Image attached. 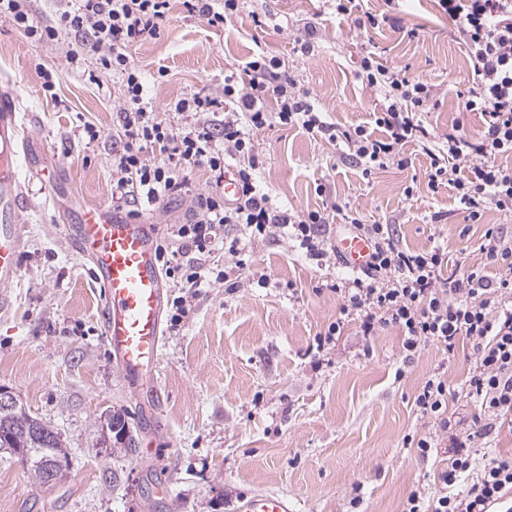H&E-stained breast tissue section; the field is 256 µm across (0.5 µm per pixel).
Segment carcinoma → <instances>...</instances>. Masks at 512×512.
<instances>
[{"label":"carcinoma","mask_w":512,"mask_h":512,"mask_svg":"<svg viewBox=\"0 0 512 512\" xmlns=\"http://www.w3.org/2000/svg\"><path fill=\"white\" fill-rule=\"evenodd\" d=\"M112 421L118 430L112 434L114 443L121 444L125 451H133L134 437L128 427L124 414L115 411ZM8 437L20 439L19 451L28 461L30 474L38 483L45 485L48 469H68V452L63 444L62 435L53 426L33 416L24 406L10 413H0V446Z\"/></svg>","instance_id":"1"}]
</instances>
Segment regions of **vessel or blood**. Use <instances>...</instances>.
<instances>
[{
  "label": "vessel or blood",
  "instance_id": "1",
  "mask_svg": "<svg viewBox=\"0 0 512 512\" xmlns=\"http://www.w3.org/2000/svg\"><path fill=\"white\" fill-rule=\"evenodd\" d=\"M21 114L13 97L0 92V310L10 305L6 290L19 279L23 226L20 215L28 203L20 178L17 141ZM72 249L91 262L94 279L103 288L104 339L130 382L149 379L163 349L162 315L165 287L157 255V237L150 221L133 219L106 207L86 208L74 222L62 225ZM343 267L363 270L371 242L348 232L337 236ZM247 512H289L277 495L251 499Z\"/></svg>",
  "mask_w": 512,
  "mask_h": 512
}]
</instances>
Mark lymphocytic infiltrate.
I'll use <instances>...</instances> for the list:
<instances>
[{
	"mask_svg": "<svg viewBox=\"0 0 512 512\" xmlns=\"http://www.w3.org/2000/svg\"><path fill=\"white\" fill-rule=\"evenodd\" d=\"M438 2L455 22L472 61L473 79L457 97L461 111L481 118L475 139L457 129L437 138L421 119L435 96L431 85L371 53L361 59V76L366 86L381 92L383 104L369 127L341 129L326 121L309 90L276 59L263 55L247 62L242 72L225 75L222 97L203 91L181 97L170 104L174 119L160 117L144 99L129 49L160 35L171 0H77L75 6L60 8L51 25L34 21L30 0H0V16L40 42L55 41L63 32L73 35L75 44L66 57L76 68L95 57L91 82L103 74H122L115 134L120 148L112 156L113 209L138 218L169 197H189L191 218L172 225L159 246L165 273L179 275L189 289L212 277L233 291L249 267V242L283 235L319 261L336 251L326 228L340 204L291 213L274 207L262 192L258 173L265 160L250 138L256 129L296 126L329 145H347L366 177L391 165L407 168L410 160L402 148L419 142L429 159V188L453 190L466 220L478 223L491 205L512 212V168L500 163L501 157H512V0ZM226 97L236 99V108L224 109ZM201 167L232 173L240 189L235 203L225 202L221 183L205 190L192 186L189 174ZM345 220L352 231L370 239L372 251L361 275L330 284L340 300L339 316L319 336L320 345L330 344L349 319L358 321L368 337L398 327L409 350L427 343L452 349L467 339L476 354L467 388L480 404L485 431L512 422V239L491 229L485 233L486 266L496 268L497 278H490L486 267H476L451 279L443 275L447 259L440 247L410 251L400 246L390 225L363 223L356 212ZM229 224L239 227V235H225ZM218 243L224 247V268L213 273L206 262ZM472 438L469 430H450L448 464L439 475L451 487L460 474L476 471L469 488L429 501L411 492L404 512H492L500 504L512 490V454L476 467L467 446Z\"/></svg>",
	"mask_w": 512,
	"mask_h": 512,
	"instance_id": "obj_1",
	"label": "lymphocytic infiltrate"
}]
</instances>
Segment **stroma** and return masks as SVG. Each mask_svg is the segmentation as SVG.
Returning a JSON list of instances; mask_svg holds the SVG:
<instances>
[{
    "label": "stroma",
    "instance_id": "obj_1",
    "mask_svg": "<svg viewBox=\"0 0 512 512\" xmlns=\"http://www.w3.org/2000/svg\"><path fill=\"white\" fill-rule=\"evenodd\" d=\"M363 8L392 21L368 31L337 15L329 0H243L237 15L213 28L172 0L159 38L134 45L130 55L146 101L162 112L202 90L221 95L225 72L265 53L288 67L329 122L346 129L368 122L380 106V92L359 76L370 51L433 86L438 104L423 119L438 133L459 120L478 135V115L457 109L456 91L471 77L469 56L436 0H364ZM310 23L319 35L304 54L297 40ZM70 41L64 33L52 44L34 41L0 17V90L16 99L24 140L40 144L43 167L59 169L65 183L49 201L39 177L23 174L30 205L22 215L21 278L10 309L0 311V386L58 429L70 458L67 476L47 489L1 453L0 512H246L261 493L287 498L290 512H402L411 492L444 494L438 475L448 464V434L415 399L430 376L441 375L449 422L480 432L484 416L464 387L475 362L470 342L408 351L398 328L364 337L352 321L318 349L319 333L339 309L328 286L350 273L339 260L311 259L284 236L252 244L242 287L207 285L178 325L174 302L187 291L178 278L167 279L162 405L156 426L144 423L146 410L105 343L101 289L59 230L68 208L112 204V125L122 102L120 78L94 84L71 69ZM161 66L167 77H158ZM44 69L55 97L41 89ZM86 122L100 133L91 144ZM251 136L265 158L259 183L277 205L299 213L328 199L350 206L364 223L393 225L402 247L443 248L444 276L484 263L487 229L512 235V212L491 208L472 224L452 191H429V160L418 144L403 148L408 168L391 165L366 179L351 156L302 129L278 125ZM321 183L330 197L317 194ZM437 211L447 220L434 222ZM261 278L266 286H258ZM116 410L135 437L129 455L99 443L102 416ZM424 436L436 441L426 457L412 446Z\"/></svg>",
    "mask_w": 512,
    "mask_h": 512
}]
</instances>
